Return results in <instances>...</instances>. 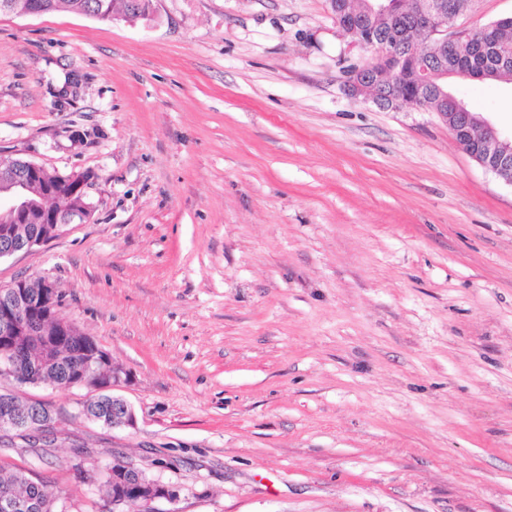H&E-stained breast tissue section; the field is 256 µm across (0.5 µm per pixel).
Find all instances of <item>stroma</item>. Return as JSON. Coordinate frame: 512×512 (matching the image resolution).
I'll list each match as a JSON object with an SVG mask.
<instances>
[{
	"label": "stroma",
	"instance_id": "35a3bbf8",
	"mask_svg": "<svg viewBox=\"0 0 512 512\" xmlns=\"http://www.w3.org/2000/svg\"><path fill=\"white\" fill-rule=\"evenodd\" d=\"M329 0L0 15V155L89 178L90 218L0 259L123 368L132 428L22 386L51 445L0 462L109 512H512V186L435 112L351 97ZM451 91L503 133L512 85ZM118 467V468H116ZM120 468H127L128 474L136 476L139 472H146L137 463L132 460L118 461L114 465L100 470L96 473V479L101 482L105 487L106 495L108 499H112V511L113 512H124L123 507L135 502L141 506L142 512H154L150 508V504L157 499L165 498L169 501H175L178 497L176 490L161 484L157 480L141 478L136 485H127L124 481V473ZM115 469L114 471H112ZM112 472V474H111ZM112 480L120 485L127 487V493L112 497V490L117 491L118 485L112 486Z\"/></svg>",
	"mask_w": 512,
	"mask_h": 512
}]
</instances>
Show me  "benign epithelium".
I'll return each instance as SVG.
<instances>
[{
  "label": "benign epithelium",
  "instance_id": "1",
  "mask_svg": "<svg viewBox=\"0 0 512 512\" xmlns=\"http://www.w3.org/2000/svg\"><path fill=\"white\" fill-rule=\"evenodd\" d=\"M375 9L384 16L395 19L406 18V25L397 34L392 43L379 42L375 39L371 27L364 18L346 10L343 0H329L331 14L336 24L354 35V44L371 52L366 62L354 65L347 70L346 88L353 97L372 96L378 106L395 108V100L387 89V78L402 73L403 64L408 55L401 46L407 43V36L414 32L421 36L429 35L441 43L443 52H452L458 40V17L466 11L461 0H374ZM508 17L497 19L477 28L478 37L475 40V51L481 52L485 46L496 42L499 38V26L511 21ZM442 102L454 110L452 116L458 119L464 127L474 123L470 113L462 111L463 105L452 95L441 92ZM482 131L480 140L483 156L475 161L497 178L507 172H512V138L501 135L497 127L487 119L479 121ZM46 168L36 163L0 156V211L12 214L23 224H52L54 228L49 233L34 236L25 241L11 243L4 251L12 256L21 251H28L43 244L55 236L57 229L65 228L75 220L85 221L88 215L75 211L48 213L33 204L32 196L36 191L58 193V190L68 188L73 194L87 195L88 180L78 176H63L51 184L44 183ZM12 290L11 300L0 309V379L14 380L12 372V354L18 348L22 338L32 341L44 335L46 325L56 323L58 334H70L69 323L57 318L58 293L52 283L39 280L40 293L36 296L26 291V285L15 281L8 285ZM97 365L90 372L81 374L73 385L92 390L81 405V414L88 420L114 428H132L136 425V416L132 406L123 398L112 397V420L102 416H94L89 412L90 400L104 395L119 386L123 371L112 364V359L104 351L96 353ZM13 391L8 388L0 389L4 400L3 414L0 418L10 421L20 429L21 434L35 435L37 430L52 428L55 410L39 401L32 402L33 408L19 412L9 404L8 396ZM112 480L125 485L124 471L120 468L112 471ZM127 486V485H125ZM177 491L151 479L143 478L135 485L127 486V493L112 498V512H124L123 507L135 502L142 512H153L150 504L157 499L176 500Z\"/></svg>",
  "mask_w": 512,
  "mask_h": 512
}]
</instances>
